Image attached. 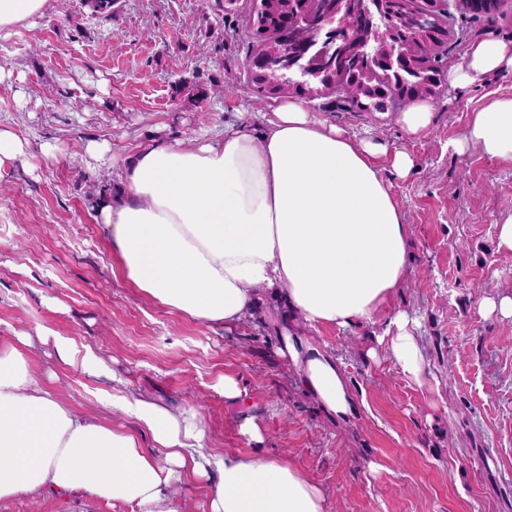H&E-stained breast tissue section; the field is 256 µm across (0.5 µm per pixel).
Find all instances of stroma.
Returning <instances> with one entry per match:
<instances>
[{
  "mask_svg": "<svg viewBox=\"0 0 512 512\" xmlns=\"http://www.w3.org/2000/svg\"><path fill=\"white\" fill-rule=\"evenodd\" d=\"M253 0H119L92 17L84 0H50L43 15L0 30V130L25 154L0 169V343L46 332L90 349L100 374L63 364L40 343L34 373L77 413L133 428L105 403L114 379L173 413L197 412L214 453L258 450L294 464L328 512H512V318L486 314L488 297L512 296V255L495 225L512 213V161L450 146L473 112L512 94V74L447 87L421 137L392 113L343 110L309 99L318 116L388 150L413 170L382 174L404 209L411 245L407 276L373 320L349 329L305 326L270 294L227 327L148 298L125 276L96 220L103 184L156 141L192 142L241 120L262 128L244 67ZM490 24L455 14L448 64L487 36L512 41V0ZM208 93L196 103L193 90ZM59 148L45 160L46 145ZM107 146L101 165L85 154ZM417 321L420 380L388 354L390 321ZM293 326L335 356L351 388L348 419L326 412L299 379L283 338ZM232 378L240 397L224 395ZM263 441L242 432L247 419ZM0 512H128L81 493L0 500Z\"/></svg>",
  "mask_w": 512,
  "mask_h": 512,
  "instance_id": "1",
  "label": "stroma"
}]
</instances>
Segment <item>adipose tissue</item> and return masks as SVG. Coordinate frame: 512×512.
Returning a JSON list of instances; mask_svg holds the SVG:
<instances>
[{"label":"adipose tissue","instance_id":"ef3b65f1","mask_svg":"<svg viewBox=\"0 0 512 512\" xmlns=\"http://www.w3.org/2000/svg\"><path fill=\"white\" fill-rule=\"evenodd\" d=\"M512 73V42L473 41L448 72L464 88ZM262 131L246 123L197 138L160 141L119 172L123 185L99 211L125 275L158 303L207 323L243 321L261 292L281 295L304 322L349 328L375 316L406 277L410 230L377 163L414 166L404 150L349 135L306 101L284 98ZM456 150L512 160V96L474 112ZM389 352L419 379L421 357L406 316ZM307 392L338 417L351 393L335 357L288 335ZM53 343L67 363L101 370L92 352L47 334L0 345V500L84 492L130 512H176L172 481L207 483L209 512H326L322 491L289 462L254 452L204 453L197 413L112 393L129 430L75 412L32 371L26 348ZM150 432L154 450L143 448Z\"/></svg>","mask_w":512,"mask_h":512}]
</instances>
